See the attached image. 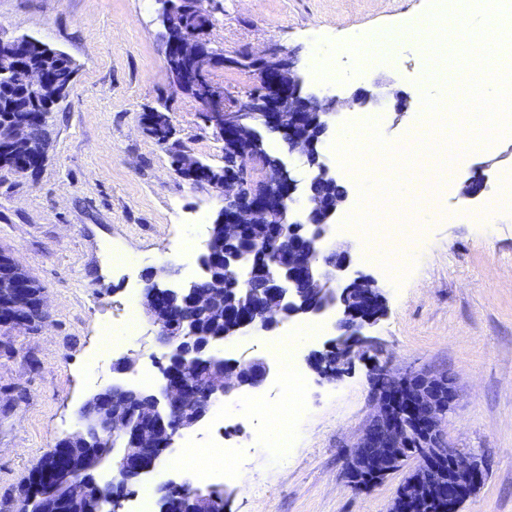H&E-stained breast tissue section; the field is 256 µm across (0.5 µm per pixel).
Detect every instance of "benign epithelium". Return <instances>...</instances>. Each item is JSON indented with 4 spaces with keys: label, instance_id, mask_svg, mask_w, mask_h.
Instances as JSON below:
<instances>
[{
    "label": "benign epithelium",
    "instance_id": "1",
    "mask_svg": "<svg viewBox=\"0 0 512 512\" xmlns=\"http://www.w3.org/2000/svg\"><path fill=\"white\" fill-rule=\"evenodd\" d=\"M158 18L166 37L164 56L169 83L176 92L198 84L195 101L207 112L206 122L213 136L226 146L248 139L245 161L235 170L216 168L205 184L222 197L223 205L215 223L224 225V237L243 235L249 228H266L276 241L288 246L274 250L254 249L247 266L242 257H224L227 275L244 279L248 285L263 277L262 288L252 299L224 306V322L231 331L245 328L272 333L285 324L309 320L329 308L335 310V338L327 345L334 353H315L318 373L327 379L341 375L343 367L372 347L365 329L383 316L385 297L375 280L352 270L349 247L331 246L328 233L339 208L347 202L348 191L330 200L317 192L321 182H336L323 156L315 151L316 140L336 128L335 99H322L304 91L303 79L295 70V53L279 48L254 54L259 90L243 100H229L224 88L210 79L211 72L225 62L220 52L204 38L211 19H190L186 0H157ZM28 37L5 33L0 42L11 44L0 55V75L14 72L29 92L33 104L47 106L62 100L66 87L59 85L44 66L21 67L17 58L27 47ZM342 103L350 109L372 110L381 104L380 93L365 87L347 92ZM276 133L296 153L308 172L305 182L278 156H270L264 134ZM10 150L25 156L32 149L30 127L18 121L9 128ZM204 162L188 151L175 158L174 171L189 181L202 170ZM211 238H206L197 259L199 273L188 282H174L166 267L141 276V306L156 328L165 348L185 364L181 370L164 368L158 382L132 386L123 375L135 368V360L122 356L113 362L118 377L92 393L78 410L81 429L57 442L48 458L51 475L35 473L33 486L38 496L15 502L17 512H58L68 504L71 512H126L131 498L126 485L139 483L152 473L168 448L183 433L198 425L214 402L242 389L258 388L269 367L244 356L225 355L229 368L212 371L204 390L196 386L190 368L205 358L204 343L191 341L194 331L187 319L173 313L177 300L210 310L218 284L209 280ZM7 267L0 271V323L9 328L29 324L34 310L44 314V296H35L24 269L14 257H0ZM377 411L365 427L346 462L349 485L369 490L399 470L404 461L417 457L422 464L399 488L390 512H412L424 503L448 498V512H460L484 482V461L476 454L450 448L443 439L442 425L457 394L446 375L396 377L387 371L373 381ZM127 440L123 448L112 442ZM112 463L110 480L102 483L98 473ZM172 494L166 512H183L191 498L198 512L224 509L230 494L222 486L201 490L189 482H169L157 493ZM106 499H99L100 494Z\"/></svg>",
    "mask_w": 512,
    "mask_h": 512
}]
</instances>
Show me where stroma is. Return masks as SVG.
I'll list each match as a JSON object with an SVG mask.
<instances>
[{"label":"stroma","instance_id":"stroma-1","mask_svg":"<svg viewBox=\"0 0 512 512\" xmlns=\"http://www.w3.org/2000/svg\"><path fill=\"white\" fill-rule=\"evenodd\" d=\"M214 47L234 58L285 47L309 90L345 95L380 84L408 97L406 112L382 110V135L402 142L424 115L414 93L428 65L417 45L398 48L394 63L368 69L358 36L425 20L433 0H212ZM0 26L45 41L78 66L65 98L50 117L51 144L35 171H0V248L43 289L47 317L0 332V512H11L20 483L43 455L78 431L77 412L113 378L112 363L136 358L128 383L157 375L164 347L146 317L135 332L122 325L130 296L139 295L149 262L166 265L171 279L197 277L195 255L178 245L203 241L222 202L213 189L178 177L171 153L143 129L144 110L166 104L180 147L220 166L215 139L198 103L172 90L165 68L155 0H0ZM332 63L330 84L310 67L314 53ZM429 161L416 154L407 178L414 192L386 209L391 224L418 225L412 259L399 274L364 255L363 238L332 224L330 239L352 247L353 269L373 278L386 298L370 330L374 356L354 360L337 380L323 379L311 354L333 338V326L304 341L298 360L306 378L297 432L287 453L268 440V420L236 395L223 421L206 417L193 430L198 447L222 436L240 449L233 480L222 473L190 475L155 469L144 486L185 479L199 487L226 485L227 512H388L415 460L370 491L347 486L345 457L375 413L372 370L382 363L397 375L445 373L458 398L444 435L450 447L483 456L487 479L462 512H512V211L493 223L481 216L512 174V138L458 158L456 179L415 181ZM484 174L477 195L466 182ZM416 224V223H415ZM127 264H120V257Z\"/></svg>","mask_w":512,"mask_h":512}]
</instances>
